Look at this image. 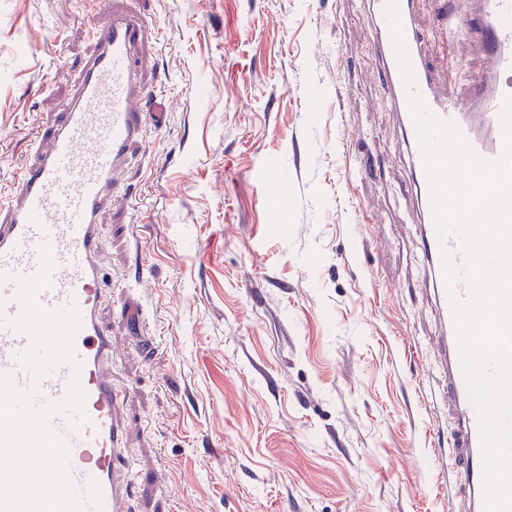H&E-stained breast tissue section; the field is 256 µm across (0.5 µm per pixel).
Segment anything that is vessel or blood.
<instances>
[{
    "label": "vessel or blood",
    "instance_id": "vessel-or-blood-1",
    "mask_svg": "<svg viewBox=\"0 0 512 512\" xmlns=\"http://www.w3.org/2000/svg\"><path fill=\"white\" fill-rule=\"evenodd\" d=\"M420 0H373L380 74L410 150L408 183L422 213L426 279L441 333L436 367L452 462L462 471L464 512H485L479 423L460 365L452 297L467 298L458 236L439 242L425 159L409 96L454 124L472 151L504 152L502 115L512 98V0H477L449 18L460 41L480 44L485 67L465 94L442 88L417 25ZM413 73L406 85L394 31ZM150 30L128 8L93 31L74 94L49 144L0 195V512H128L135 476L122 410L126 388L112 376V334L103 323L111 290L102 262L100 217L121 189L120 173L162 113L143 111L150 88L136 65ZM455 283H448L446 267ZM38 449L36 470L24 463ZM62 472L55 482L53 472Z\"/></svg>",
    "mask_w": 512,
    "mask_h": 512
}]
</instances>
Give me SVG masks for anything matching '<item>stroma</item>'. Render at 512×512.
<instances>
[{
  "label": "stroma",
  "mask_w": 512,
  "mask_h": 512,
  "mask_svg": "<svg viewBox=\"0 0 512 512\" xmlns=\"http://www.w3.org/2000/svg\"><path fill=\"white\" fill-rule=\"evenodd\" d=\"M165 114L103 214L135 512H452L440 329L369 0H137ZM107 0H0V191ZM136 290L152 338L114 310Z\"/></svg>",
  "instance_id": "1"
}]
</instances>
